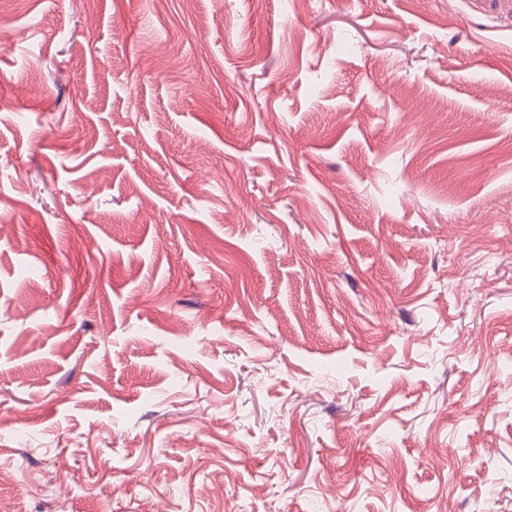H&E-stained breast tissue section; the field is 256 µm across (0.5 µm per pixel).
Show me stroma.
Masks as SVG:
<instances>
[{"instance_id":"35a3bbf8","label":"stroma","mask_w":512,"mask_h":512,"mask_svg":"<svg viewBox=\"0 0 512 512\" xmlns=\"http://www.w3.org/2000/svg\"><path fill=\"white\" fill-rule=\"evenodd\" d=\"M512 512V0H0V512Z\"/></svg>"}]
</instances>
